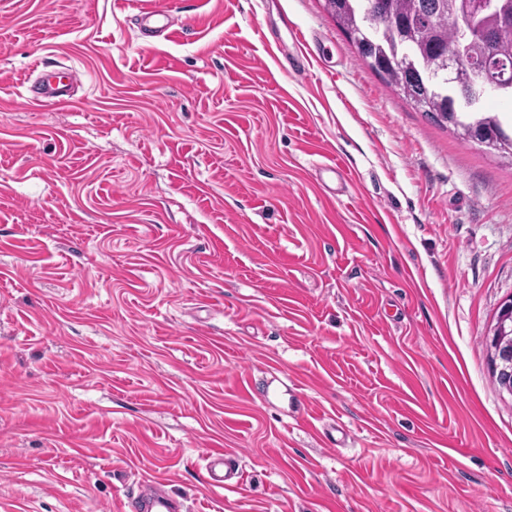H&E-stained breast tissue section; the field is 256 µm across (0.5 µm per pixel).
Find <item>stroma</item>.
Wrapping results in <instances>:
<instances>
[{
  "mask_svg": "<svg viewBox=\"0 0 512 512\" xmlns=\"http://www.w3.org/2000/svg\"><path fill=\"white\" fill-rule=\"evenodd\" d=\"M138 2L0 0V512H512V168L323 0ZM74 81L75 77L68 68H65V71L46 74L42 77L41 96L36 100L49 105L68 104V91ZM512 334V299L506 301L500 309L490 340L493 371L510 374V352L503 351L500 342L510 338ZM206 481L212 487H232L241 478L234 469V458L221 448H210L205 451ZM160 486L161 484L152 481L140 483L137 494L127 501V510L130 512H177V501L160 491Z\"/></svg>",
  "mask_w": 512,
  "mask_h": 512,
  "instance_id": "stroma-1",
  "label": "stroma"
}]
</instances>
